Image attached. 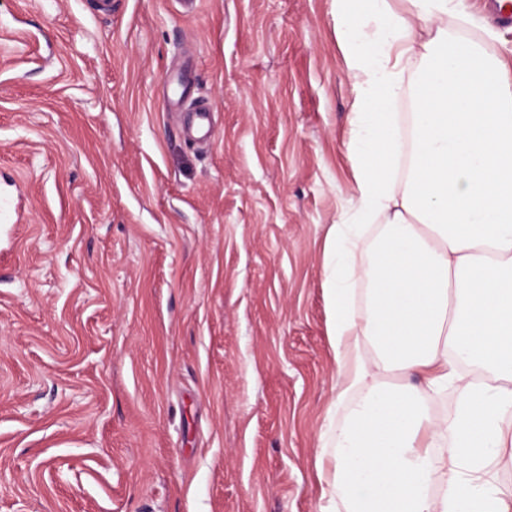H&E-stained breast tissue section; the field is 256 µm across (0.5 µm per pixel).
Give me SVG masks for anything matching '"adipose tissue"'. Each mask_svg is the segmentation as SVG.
Masks as SVG:
<instances>
[{
	"label": "adipose tissue",
	"instance_id": "obj_1",
	"mask_svg": "<svg viewBox=\"0 0 512 512\" xmlns=\"http://www.w3.org/2000/svg\"><path fill=\"white\" fill-rule=\"evenodd\" d=\"M333 3L353 182L325 240L346 413L327 432L318 478L336 498L320 512H512L497 485L512 463V63L449 33L463 0ZM451 388L447 415L435 403Z\"/></svg>",
	"mask_w": 512,
	"mask_h": 512
}]
</instances>
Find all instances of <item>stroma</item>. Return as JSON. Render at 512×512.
Listing matches in <instances>:
<instances>
[{
	"label": "stroma",
	"instance_id": "1",
	"mask_svg": "<svg viewBox=\"0 0 512 512\" xmlns=\"http://www.w3.org/2000/svg\"><path fill=\"white\" fill-rule=\"evenodd\" d=\"M353 97L333 0H0V512H319Z\"/></svg>",
	"mask_w": 512,
	"mask_h": 512
}]
</instances>
